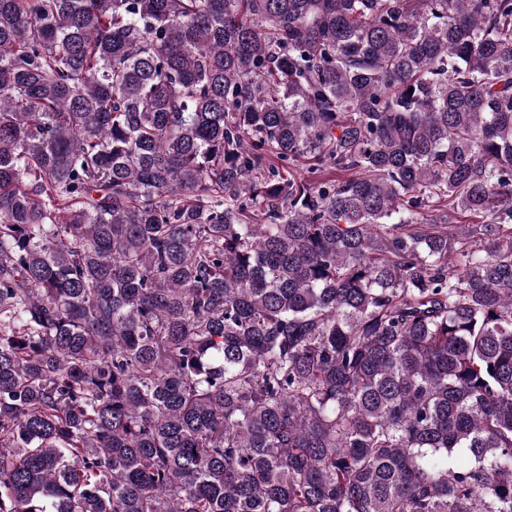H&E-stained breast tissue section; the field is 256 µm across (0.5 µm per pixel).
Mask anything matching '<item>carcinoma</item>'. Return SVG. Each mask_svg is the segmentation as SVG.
Segmentation results:
<instances>
[{
	"instance_id": "1",
	"label": "carcinoma",
	"mask_w": 512,
	"mask_h": 512,
	"mask_svg": "<svg viewBox=\"0 0 512 512\" xmlns=\"http://www.w3.org/2000/svg\"><path fill=\"white\" fill-rule=\"evenodd\" d=\"M0 512H512V0H0Z\"/></svg>"
}]
</instances>
